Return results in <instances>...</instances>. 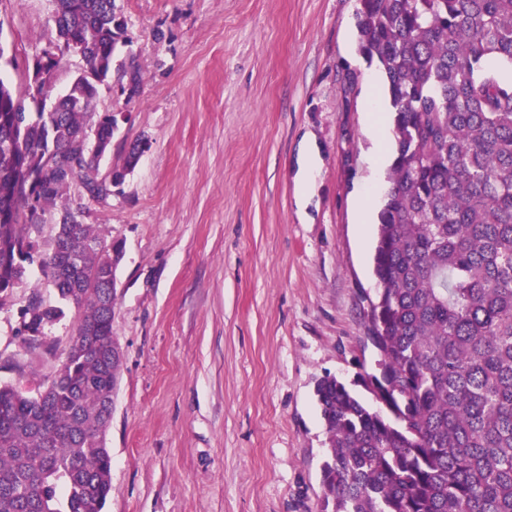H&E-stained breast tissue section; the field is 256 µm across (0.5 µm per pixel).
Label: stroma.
<instances>
[{
    "label": "stroma",
    "instance_id": "stroma-1",
    "mask_svg": "<svg viewBox=\"0 0 512 512\" xmlns=\"http://www.w3.org/2000/svg\"><path fill=\"white\" fill-rule=\"evenodd\" d=\"M142 88L100 86L118 116L101 170L147 142L85 223L120 242L113 334L123 361L106 442L105 512H319L325 375L365 396L375 224L357 222L377 65L356 48L358 0H116ZM51 0H0V76L19 83L55 36ZM358 80L345 91L347 72ZM315 193L296 197L302 140ZM0 306V383L33 394L65 357L21 335L39 281Z\"/></svg>",
    "mask_w": 512,
    "mask_h": 512
}]
</instances>
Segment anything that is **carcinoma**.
<instances>
[{"instance_id":"obj_1","label":"carcinoma","mask_w":512,"mask_h":512,"mask_svg":"<svg viewBox=\"0 0 512 512\" xmlns=\"http://www.w3.org/2000/svg\"><path fill=\"white\" fill-rule=\"evenodd\" d=\"M56 46L83 68L55 100L50 78L0 77V304L39 262L22 309L30 341L76 312L65 360L30 395L0 384V512H102L112 491L101 429L109 363V285L121 259L84 209L74 177L100 169L116 118L96 111L98 86L140 93L137 54L115 59L127 22L116 0H52ZM359 52L385 76L395 159L378 212L370 336L388 388L373 404L334 376L315 395L328 431L320 512H512V0H359ZM96 145L82 151L80 135ZM135 142L108 169L137 164ZM74 158L72 177L57 166ZM53 221L49 251L30 231Z\"/></svg>"}]
</instances>
